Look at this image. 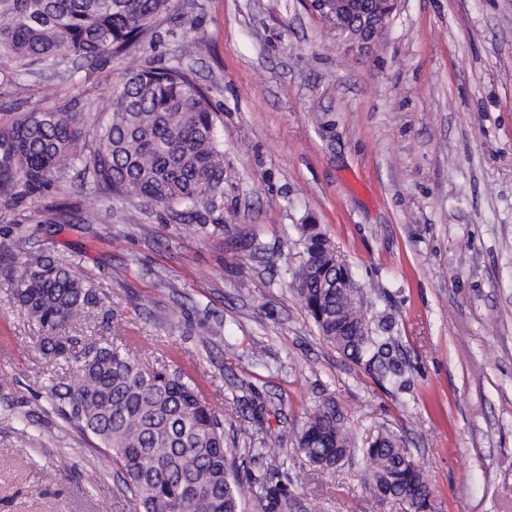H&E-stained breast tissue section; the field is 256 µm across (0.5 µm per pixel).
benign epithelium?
<instances>
[{"mask_svg": "<svg viewBox=\"0 0 512 512\" xmlns=\"http://www.w3.org/2000/svg\"><path fill=\"white\" fill-rule=\"evenodd\" d=\"M311 13L351 51L373 47L388 29L401 0H306Z\"/></svg>", "mask_w": 512, "mask_h": 512, "instance_id": "obj_1", "label": "benign epithelium"}]
</instances>
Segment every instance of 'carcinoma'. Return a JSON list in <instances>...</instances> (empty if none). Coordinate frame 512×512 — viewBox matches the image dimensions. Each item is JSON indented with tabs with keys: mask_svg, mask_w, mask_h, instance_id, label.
Instances as JSON below:
<instances>
[{
	"mask_svg": "<svg viewBox=\"0 0 512 512\" xmlns=\"http://www.w3.org/2000/svg\"><path fill=\"white\" fill-rule=\"evenodd\" d=\"M175 0H0V81L23 74L54 75L93 68L136 46L153 44ZM218 116L207 92L182 62L126 71L110 104L97 113L75 98L36 103L26 112L0 114V197L60 183L76 170L96 199L138 197L151 205L182 207L193 220L214 205L224 178ZM210 193L203 199L202 193ZM307 258L294 274L300 301L320 335L351 360L381 363L397 383L402 365L391 337L364 332L358 289L329 241L303 224ZM15 295L46 333L45 350L65 355L58 330L79 319L96 296L70 264L38 253L5 250ZM346 278L342 287L336 280ZM51 409L91 448L112 458L131 512H288L286 490L275 473L254 475L256 458L285 465L288 449L278 433L250 428L226 442L219 414L195 379L180 366H143L120 345L90 343L50 389ZM314 469L336 467L354 447L336 408L308 415L297 438ZM371 463L373 497L389 494L402 512H430L433 490L400 439L377 433L363 449Z\"/></svg>",
	"mask_w": 512,
	"mask_h": 512,
	"instance_id": "cac0c4a2",
	"label": "carcinoma"
}]
</instances>
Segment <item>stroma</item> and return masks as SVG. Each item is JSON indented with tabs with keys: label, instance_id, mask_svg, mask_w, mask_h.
Segmentation results:
<instances>
[{
	"label": "stroma",
	"instance_id": "obj_1",
	"mask_svg": "<svg viewBox=\"0 0 512 512\" xmlns=\"http://www.w3.org/2000/svg\"><path fill=\"white\" fill-rule=\"evenodd\" d=\"M190 22L98 68L16 94L100 110L125 70L191 65L219 117L223 195L199 234L128 198V220L79 181L0 198V244L68 260L99 297L67 326L79 344L115 340L142 364L193 362V375L240 427L243 402L284 434L277 480L291 512H400L375 501L361 455L318 475L297 449L308 414L333 406L364 445L400 437L428 477L436 512H512V0H402L381 42L339 47L304 0H179ZM70 206L68 224L48 223ZM256 237L242 252L221 225ZM316 225L359 288L368 335L393 322L405 388L322 336L292 278ZM177 278L180 295L165 286ZM0 273V512H130L109 457L49 407L71 367ZM186 328L171 334V311ZM236 345L224 352L225 342ZM55 480L48 481L44 472Z\"/></svg>",
	"mask_w": 512,
	"mask_h": 512
}]
</instances>
